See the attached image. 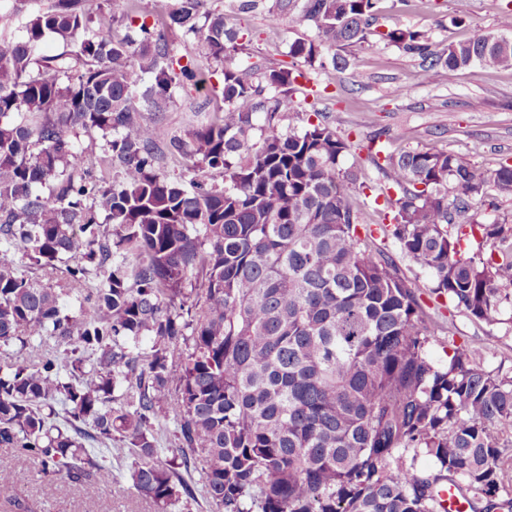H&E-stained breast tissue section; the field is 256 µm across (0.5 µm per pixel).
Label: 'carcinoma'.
I'll return each mask as SVG.
<instances>
[{
  "mask_svg": "<svg viewBox=\"0 0 512 512\" xmlns=\"http://www.w3.org/2000/svg\"><path fill=\"white\" fill-rule=\"evenodd\" d=\"M210 2L107 0V28L87 0H54L0 38V447L50 485L91 488L112 479L117 444L157 512L199 498L213 512H447L449 487L466 512H512V369H485L452 336L447 360L431 358L412 283L373 246L369 205H352L368 185L342 167L349 140L319 112L278 130L302 111L303 69H343L382 0H230L269 22L298 7L315 29L272 68ZM48 34L63 52L38 54ZM380 37L430 82L512 69V40L483 29L448 45ZM181 42L196 59L181 63ZM213 62L210 120L176 135L141 116L205 89ZM385 135L370 139L372 202L392 213L398 255L459 312L501 323L512 225L484 216L512 197V165L387 152ZM163 149L191 162L189 184L158 169ZM49 339L64 349L11 353ZM170 430L180 462L160 459ZM192 459L197 482L181 470Z\"/></svg>",
  "mask_w": 512,
  "mask_h": 512,
  "instance_id": "cac0c4a2",
  "label": "carcinoma"
}]
</instances>
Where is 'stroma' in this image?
Segmentation results:
<instances>
[{
	"label": "stroma",
	"mask_w": 512,
	"mask_h": 512,
	"mask_svg": "<svg viewBox=\"0 0 512 512\" xmlns=\"http://www.w3.org/2000/svg\"><path fill=\"white\" fill-rule=\"evenodd\" d=\"M511 1L410 0L403 5L399 0H383L366 42L350 48L346 70L308 72L311 87L301 86L295 92L304 110L280 121V130L303 128L311 112L323 113L341 135L358 145L345 157L344 167L359 170L371 184L382 183L383 178L363 146L379 130L387 134L389 151L415 147L451 151L484 171L512 164V71L475 63L442 71L436 82L429 83L418 57L380 38L381 32L399 26L427 31L438 44L462 42L475 27L499 31ZM243 25L253 34L255 62L265 66L286 62L289 40L315 35L312 27L292 19L270 27L259 14L246 16ZM217 108V103H206L204 93L190 89L155 118L181 134ZM398 267L400 275L411 281L426 324L435 334L431 345L435 360H445L446 340L452 337L468 341L486 369L512 366V330L507 325L471 320L430 296V278L420 268L406 260L399 261ZM1 457L13 458L18 478L13 485L0 487V512H15L18 502L29 512H92L82 486L64 481L47 485L40 465L29 458H14L11 449L0 448ZM130 463L129 457H113L111 481L95 487L93 512H154L126 479Z\"/></svg>",
	"instance_id": "stroma-1"
}]
</instances>
